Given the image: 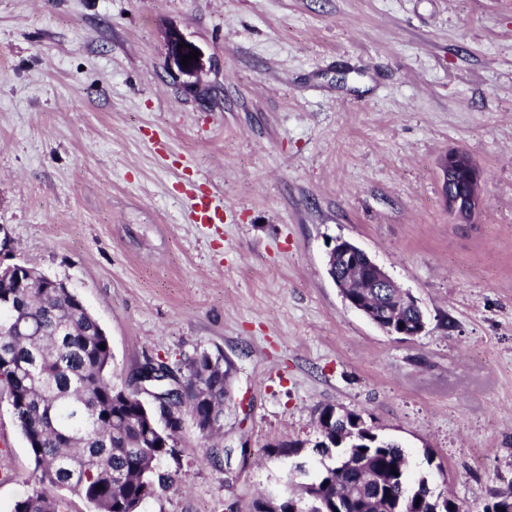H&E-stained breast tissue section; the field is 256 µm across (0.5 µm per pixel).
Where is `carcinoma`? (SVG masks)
<instances>
[{
	"label": "carcinoma",
	"instance_id": "obj_1",
	"mask_svg": "<svg viewBox=\"0 0 512 512\" xmlns=\"http://www.w3.org/2000/svg\"><path fill=\"white\" fill-rule=\"evenodd\" d=\"M15 296L0 311L10 330L0 335V382L6 384L15 421L35 463V488L13 512H68L64 494L84 500L92 512H139L142 502L176 487V473L163 466L178 450L181 430L151 432L150 406L131 388L112 384L108 337L75 294L33 283L0 288ZM105 348H100V345ZM176 402L192 414L224 407V367L203 353L189 366ZM355 413L339 425L344 443L316 452L330 460L318 481H336L331 494L343 500L318 503L297 512H463L451 498L435 506L429 479L410 478L403 450L384 438L363 450L349 440ZM396 473H391V469ZM511 493L490 491L493 505L512 512Z\"/></svg>",
	"mask_w": 512,
	"mask_h": 512
}]
</instances>
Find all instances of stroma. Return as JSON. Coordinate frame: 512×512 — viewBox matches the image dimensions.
<instances>
[{"label": "stroma", "instance_id": "stroma-1", "mask_svg": "<svg viewBox=\"0 0 512 512\" xmlns=\"http://www.w3.org/2000/svg\"><path fill=\"white\" fill-rule=\"evenodd\" d=\"M454 150L481 173L471 224L443 198ZM203 195L223 223L194 222ZM0 230L98 320L115 386L222 357V439L185 423L180 489L141 512H250L297 463L314 481L325 405L464 512L512 481V0H0ZM338 238L418 300L421 335L345 305ZM34 482L0 384V512Z\"/></svg>", "mask_w": 512, "mask_h": 512}]
</instances>
